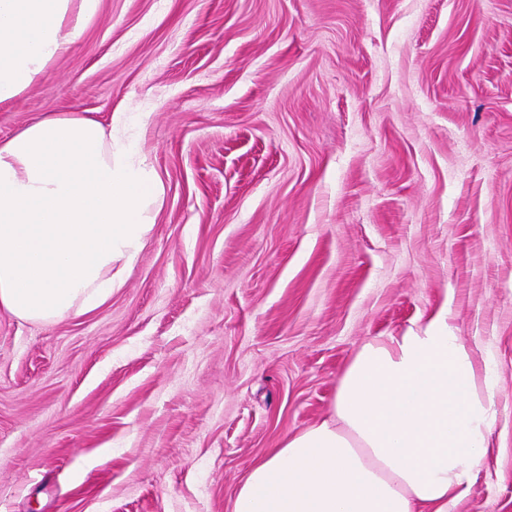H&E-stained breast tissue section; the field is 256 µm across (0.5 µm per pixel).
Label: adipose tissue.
Here are the masks:
<instances>
[{
  "instance_id": "obj_1",
  "label": "adipose tissue",
  "mask_w": 512,
  "mask_h": 512,
  "mask_svg": "<svg viewBox=\"0 0 512 512\" xmlns=\"http://www.w3.org/2000/svg\"><path fill=\"white\" fill-rule=\"evenodd\" d=\"M98 0H0V105L78 38ZM164 186L80 112L0 141V307L51 323L107 303L143 249ZM499 401L447 310L365 343L330 414L251 468L232 512H448L493 448Z\"/></svg>"
}]
</instances>
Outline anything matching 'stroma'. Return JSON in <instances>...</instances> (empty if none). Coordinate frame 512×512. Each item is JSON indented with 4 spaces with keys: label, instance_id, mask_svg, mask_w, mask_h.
<instances>
[{
    "label": "stroma",
    "instance_id": "1",
    "mask_svg": "<svg viewBox=\"0 0 512 512\" xmlns=\"http://www.w3.org/2000/svg\"><path fill=\"white\" fill-rule=\"evenodd\" d=\"M50 112L162 180L96 312L0 309V512H232L362 345L448 308L501 399L448 512H512V0H99Z\"/></svg>",
    "mask_w": 512,
    "mask_h": 512
}]
</instances>
